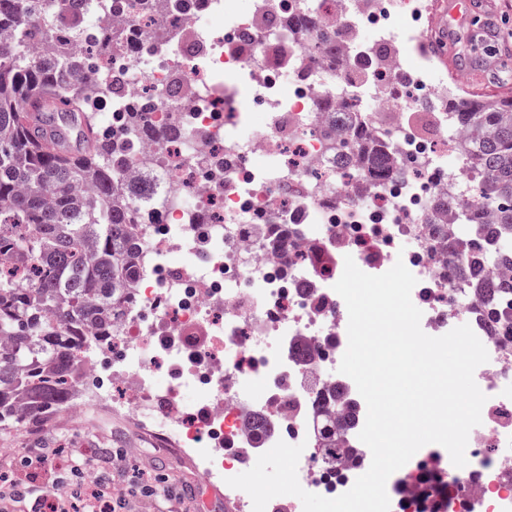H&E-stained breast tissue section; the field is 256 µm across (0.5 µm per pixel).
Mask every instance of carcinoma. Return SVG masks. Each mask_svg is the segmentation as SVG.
I'll list each match as a JSON object with an SVG mask.
<instances>
[{
  "label": "carcinoma",
  "instance_id": "cac0c4a2",
  "mask_svg": "<svg viewBox=\"0 0 512 512\" xmlns=\"http://www.w3.org/2000/svg\"><path fill=\"white\" fill-rule=\"evenodd\" d=\"M32 0H0V34L18 40L0 42V253L10 254L24 271H0V430L24 431L25 425L67 408L83 375L82 353L89 338L106 340L112 309L136 285L141 243L136 225L145 223L131 209L147 192L121 178L131 146L99 127L93 93L75 80L83 59L67 41L57 40V58L38 61L21 45L54 38L76 21L45 17ZM300 35H315L320 50L332 57L339 35L321 27L308 11L287 19ZM448 112L465 128V151L485 180L471 195L489 202L496 222L485 237L496 263L512 268V96L482 98L449 93ZM128 121L159 143L177 130L144 122L134 103ZM363 165L385 173L390 167L382 146L364 130L357 136ZM485 318L491 329L512 319V278L495 285ZM344 400L323 410L317 433L323 458L341 464L338 432Z\"/></svg>",
  "mask_w": 512,
  "mask_h": 512
}]
</instances>
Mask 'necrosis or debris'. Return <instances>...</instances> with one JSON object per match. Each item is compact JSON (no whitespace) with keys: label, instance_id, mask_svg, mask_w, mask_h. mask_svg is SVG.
Returning <instances> with one entry per match:
<instances>
[{"label":"necrosis or debris","instance_id":"necrosis-or-debris-1","mask_svg":"<svg viewBox=\"0 0 512 512\" xmlns=\"http://www.w3.org/2000/svg\"><path fill=\"white\" fill-rule=\"evenodd\" d=\"M427 0H185L162 14L135 0H82L84 38L112 33L108 61L81 74L106 91L108 129L124 126L139 97L149 123L178 128V140L136 153L123 178L150 186L133 206L147 210L140 241L147 272L112 313L118 352L97 340L83 350L86 400L119 402L160 439L195 458L208 485H223L236 512L250 496L226 486L243 454L278 441L306 444L297 475L326 495L328 467L316 421L339 387L348 310L334 284L352 257L379 275L403 261L421 328L440 336L466 324L489 354L474 374L487 400L470 432L467 463L449 454L408 463L386 483L391 512H512V328L491 334L483 289L455 267L467 257L493 268L487 241L459 214L482 175L461 148L458 127L409 131L406 108L437 84L404 73L394 52L397 21ZM315 11L349 30L335 63H317L313 38H299L284 11ZM377 60L374 93L363 97L354 58ZM243 79L249 111L236 106ZM345 102L392 162L412 166L377 180L336 153L320 128L325 100ZM268 421L252 432L250 418Z\"/></svg>","mask_w":512,"mask_h":512}]
</instances>
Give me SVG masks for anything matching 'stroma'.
<instances>
[{
	"instance_id": "obj_1",
	"label": "stroma",
	"mask_w": 512,
	"mask_h": 512,
	"mask_svg": "<svg viewBox=\"0 0 512 512\" xmlns=\"http://www.w3.org/2000/svg\"><path fill=\"white\" fill-rule=\"evenodd\" d=\"M436 18L432 12L403 23L399 49L405 72L443 81L461 72L470 94L512 95V0H481L477 5L469 0L459 14L449 15L455 33L446 45L413 39L415 28L434 27ZM0 444L11 450L0 455V469L19 468L31 448L51 450L75 466L88 449H96L99 474L123 489L128 512H216L224 502L223 490L201 482L192 463L158 444L141 422L109 408L88 407L78 422L63 412L50 413L30 431L0 435ZM140 473L165 475L164 490L142 495L136 480Z\"/></svg>"
}]
</instances>
